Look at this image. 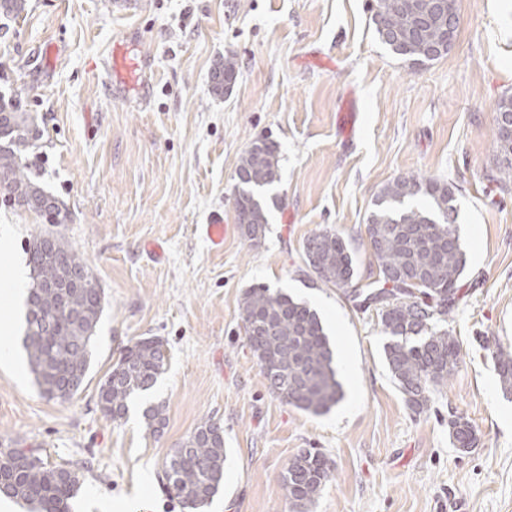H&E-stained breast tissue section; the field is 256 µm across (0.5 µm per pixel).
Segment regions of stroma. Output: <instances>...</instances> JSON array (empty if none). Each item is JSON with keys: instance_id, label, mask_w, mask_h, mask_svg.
<instances>
[{"instance_id": "obj_1", "label": "stroma", "mask_w": 512, "mask_h": 512, "mask_svg": "<svg viewBox=\"0 0 512 512\" xmlns=\"http://www.w3.org/2000/svg\"><path fill=\"white\" fill-rule=\"evenodd\" d=\"M374 0H30L25 21L0 23V92L39 113L45 133L27 158L70 213L62 224L0 203V294L34 235L53 233L103 288L91 366L71 398H45L30 372L19 304H4L13 358L0 361V448H35L75 470L70 512H184L159 475L203 421L224 429V483L201 512H291L280 485L289 460L316 448L334 478L311 512H512V400L488 346L512 345V189L500 190L494 107L512 93V8L458 0L444 58L419 69L391 55L370 24ZM119 55L132 89L112 90ZM235 55L240 75L216 96L214 63ZM356 114L345 137L338 112ZM280 146L282 203L261 246L235 220L243 150ZM455 184L467 257L448 318L462 363L428 411L406 405L385 365L375 310L305 274L303 243L330 229L350 244L358 286L376 277L367 218L400 176ZM224 218V246L205 227ZM263 284L318 313L345 395L312 415L266 388L239 316ZM161 338L156 385L115 422L97 405L123 347ZM167 422L150 434L145 405ZM477 442L461 454L448 415Z\"/></svg>"}]
</instances>
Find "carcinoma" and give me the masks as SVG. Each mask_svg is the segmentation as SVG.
Segmentation results:
<instances>
[{
    "instance_id": "1",
    "label": "carcinoma",
    "mask_w": 512,
    "mask_h": 512,
    "mask_svg": "<svg viewBox=\"0 0 512 512\" xmlns=\"http://www.w3.org/2000/svg\"><path fill=\"white\" fill-rule=\"evenodd\" d=\"M435 0H376L374 33L393 55L412 67L426 66L448 54V14ZM30 0H0V17L17 20L28 14ZM238 62L224 57L211 73L212 93L224 94V77L237 78ZM37 113L0 94V201L10 207L43 212L53 223L67 220L61 202L32 175L26 164L42 136ZM496 183L512 184V121L495 122ZM280 151L268 138L253 141L236 168L237 224L242 238L254 247L265 238L269 211L280 198L264 192L279 180ZM451 183L423 176L398 177L382 188L367 224L378 278L365 291L353 290L358 305L378 311L387 342L388 370L407 406L422 413L438 387L448 384L461 361L457 338L438 323L447 322L457 304L458 283L466 254L455 226L457 208ZM306 267L327 287L351 293L355 266L346 242L324 229L303 245ZM25 253L32 277L27 298L24 346L34 381L50 399L74 396L91 364V341L103 311L100 287L92 274L79 286L70 283L75 271L88 270L78 253L51 234L33 236ZM240 319L249 347L257 358L268 390L302 411L321 415L343 398L333 351L317 312L281 292L257 285L240 305ZM492 359L500 389L512 396V349L496 346ZM165 366L163 341L143 338L124 348L100 384L98 406L117 421L129 402L149 391ZM147 428L156 433L165 423L161 405L145 410ZM448 434L461 453L477 441L473 426L454 413ZM21 448H0V485L4 493L34 506L36 512H68L77 491L78 475L42 459L16 464ZM224 431L215 422L196 427L166 459L159 476L166 491L189 509L208 504L224 481ZM333 477V466L312 448L295 455L285 469L281 487L292 512H310Z\"/></svg>"
}]
</instances>
